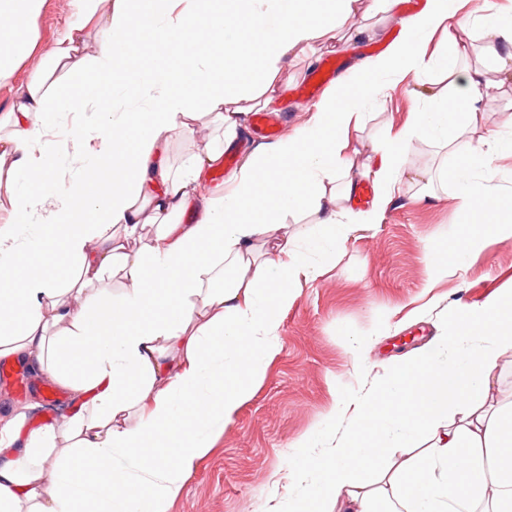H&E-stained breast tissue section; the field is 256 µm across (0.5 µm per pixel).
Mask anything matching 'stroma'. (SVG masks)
<instances>
[{
  "mask_svg": "<svg viewBox=\"0 0 512 512\" xmlns=\"http://www.w3.org/2000/svg\"><path fill=\"white\" fill-rule=\"evenodd\" d=\"M425 0H400L395 11L377 0H354L337 31L335 47L297 46L279 88L281 100L272 112L281 135L302 127L317 102L299 92L327 56H335L339 73L383 54L399 38L400 16L420 11ZM71 0H44L28 36L36 47L10 79L0 83V113L6 112L30 81L35 67L72 20ZM466 57L458 67L481 65L491 94L474 104L477 122L469 136L478 142L488 132L512 135L504 118L512 114V80H502L485 60L478 25L465 30ZM437 73L411 74L383 90L364 107L342 155L362 166L374 141L402 128L412 113L423 111L425 84ZM453 149L437 147L425 136L408 148L407 165L415 169H454ZM458 186L435 181L429 191L404 185L380 224L358 231L315 281L302 284L296 300L284 310L279 351L269 360L264 379L240 409L235 421L215 440L186 480L168 512H286L295 487L288 476V458L312 427L323 423L335 396L365 393L380 386L393 357L424 346L465 309L477 306L505 288L512 289V238L487 247L458 275L431 279L429 256L449 245L448 229L456 221ZM370 345L355 354L360 339ZM29 387L18 394L0 381V417L24 411L26 429L67 416L72 402L50 406L41 378L29 371Z\"/></svg>",
  "mask_w": 512,
  "mask_h": 512,
  "instance_id": "1",
  "label": "stroma"
}]
</instances>
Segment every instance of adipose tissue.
I'll list each match as a JSON object with an SVG mask.
<instances>
[{
    "label": "adipose tissue",
    "instance_id": "ef3b65f1",
    "mask_svg": "<svg viewBox=\"0 0 512 512\" xmlns=\"http://www.w3.org/2000/svg\"><path fill=\"white\" fill-rule=\"evenodd\" d=\"M454 0H425L399 19L401 36L321 99L294 133L258 148L223 193L195 204L202 177L224 163L204 146L174 168V136L206 123L231 142L240 109L229 88L262 107L301 44L331 41L353 0H72L74 20L37 68L18 102L0 115V357L32 361L76 403L62 422L23 433L21 418L0 426V512H167L215 432L236 418L278 348L281 313L295 287L315 280L319 255L335 254L360 228L380 223L401 190L416 134L447 143L465 136L472 107L490 86L480 70L431 57L429 40L449 27ZM42 0H0L9 30L0 34V82L29 56L30 20ZM233 15L254 36L247 66L225 60L222 35ZM95 24L96 50L79 53L77 31ZM172 42L148 57L131 49L134 32ZM485 51L512 76V13L481 23ZM437 69L446 85L426 88L430 112L387 134L363 172L374 184L371 209L337 208L357 185L341 158L361 105L380 92L383 71ZM99 115L102 152L84 168L75 193L49 212L58 232L37 238L47 256L74 271L54 279L17 247L42 201L36 185L58 176L45 139L56 114ZM512 140L485 138L461 152L453 247L436 253L435 277L456 274L492 243L512 237V194L491 192L472 172L489 171ZM193 213L190 223L181 217ZM309 214L303 236L287 219ZM147 250L128 248L145 225ZM117 272L124 294L105 302L98 284ZM512 356V290L463 311L450 329L398 357L368 395L333 402L323 426L288 460L301 493L288 512H307L339 492L338 512H512V393L495 394L493 373ZM344 425L341 435L330 427ZM427 435V451L383 466L382 448Z\"/></svg>",
    "mask_w": 512,
    "mask_h": 512
}]
</instances>
